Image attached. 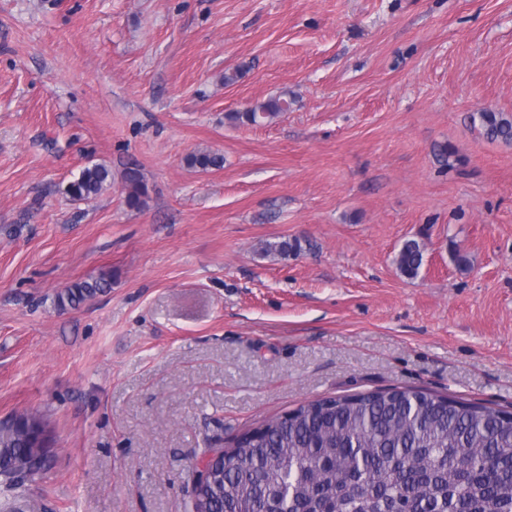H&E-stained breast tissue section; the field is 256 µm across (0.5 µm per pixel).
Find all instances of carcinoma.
Masks as SVG:
<instances>
[{
  "instance_id": "1",
  "label": "carcinoma",
  "mask_w": 512,
  "mask_h": 512,
  "mask_svg": "<svg viewBox=\"0 0 512 512\" xmlns=\"http://www.w3.org/2000/svg\"><path fill=\"white\" fill-rule=\"evenodd\" d=\"M288 108L285 97L255 104L227 118L260 125ZM483 135L512 145V117L475 116ZM201 170L224 167V155L197 151L185 158ZM112 183L100 164L66 185L73 201H87ZM125 203L140 210L149 183L135 166L123 173ZM299 241L268 244L265 255L297 253ZM423 246L406 241L399 270L418 274ZM110 287V276L75 282L57 295L75 307ZM37 414L0 422V493L32 508L31 492L51 466L49 448L33 436ZM224 449L213 481L199 488L209 512H512V414L449 396L391 389L306 402L264 422Z\"/></svg>"
}]
</instances>
